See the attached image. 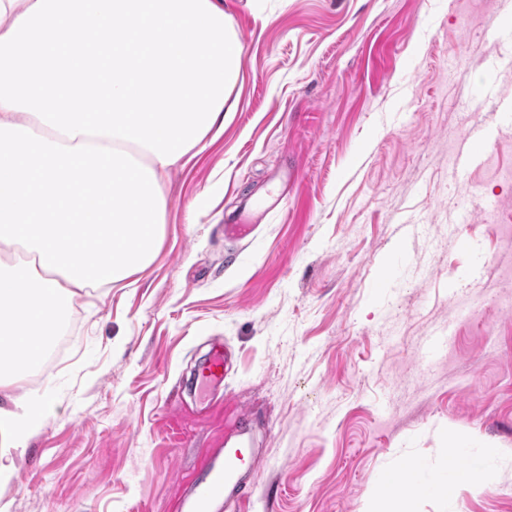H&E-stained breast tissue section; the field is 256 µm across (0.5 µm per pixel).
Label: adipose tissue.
I'll return each mask as SVG.
<instances>
[{"mask_svg":"<svg viewBox=\"0 0 512 512\" xmlns=\"http://www.w3.org/2000/svg\"><path fill=\"white\" fill-rule=\"evenodd\" d=\"M241 55L223 0H0L1 485L41 423L23 375L74 290L152 261L163 178L223 123Z\"/></svg>","mask_w":512,"mask_h":512,"instance_id":"ef3b65f1","label":"adipose tissue"}]
</instances>
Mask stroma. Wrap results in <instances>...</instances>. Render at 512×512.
Returning <instances> with one entry per match:
<instances>
[{
	"label": "stroma",
	"instance_id": "35a3bbf8",
	"mask_svg": "<svg viewBox=\"0 0 512 512\" xmlns=\"http://www.w3.org/2000/svg\"><path fill=\"white\" fill-rule=\"evenodd\" d=\"M224 10L233 108L169 170L153 261L68 302L66 348L24 379L43 417L0 504L180 512L229 397L261 451L243 512L384 507L408 461L415 512H512V0ZM228 215L252 233L225 236ZM216 341L233 372L190 388ZM455 449L494 482L435 492Z\"/></svg>",
	"mask_w": 512,
	"mask_h": 512
}]
</instances>
